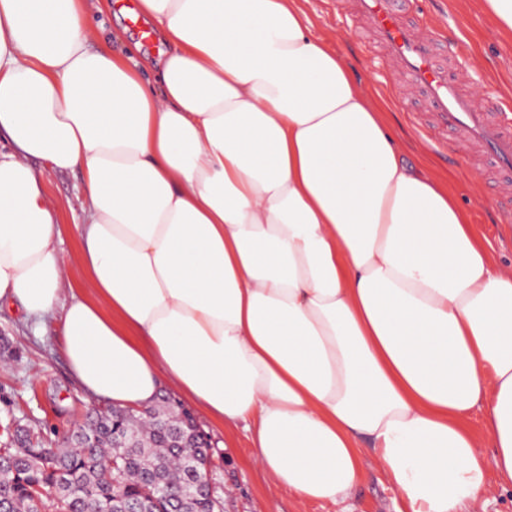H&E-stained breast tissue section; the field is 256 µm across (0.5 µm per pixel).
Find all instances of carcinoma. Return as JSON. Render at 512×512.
I'll return each instance as SVG.
<instances>
[{
  "instance_id": "carcinoma-1",
  "label": "carcinoma",
  "mask_w": 512,
  "mask_h": 512,
  "mask_svg": "<svg viewBox=\"0 0 512 512\" xmlns=\"http://www.w3.org/2000/svg\"><path fill=\"white\" fill-rule=\"evenodd\" d=\"M180 409L163 400L143 420L119 408L92 409L84 432L93 448L78 447L66 434L56 442L36 436L26 448L17 447L10 425L0 429V512H98L109 498V512L149 498L153 484H172L179 493L172 503L150 505L153 512H224V499L200 494L194 457L200 452L196 426L179 419ZM122 426L128 448L120 459L124 483L107 489L100 468L112 460V424Z\"/></svg>"
}]
</instances>
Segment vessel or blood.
Masks as SVG:
<instances>
[{
  "label": "vessel or blood",
  "mask_w": 512,
  "mask_h": 512,
  "mask_svg": "<svg viewBox=\"0 0 512 512\" xmlns=\"http://www.w3.org/2000/svg\"><path fill=\"white\" fill-rule=\"evenodd\" d=\"M352 13L368 22L387 57L424 96L436 129L481 149L503 177H512V122L478 105L463 73L435 63L436 30L411 18L409 0H352Z\"/></svg>",
  "instance_id": "1"
}]
</instances>
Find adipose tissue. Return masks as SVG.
Returning a JSON list of instances; mask_svg holds the SVG:
<instances>
[{
	"mask_svg": "<svg viewBox=\"0 0 512 512\" xmlns=\"http://www.w3.org/2000/svg\"><path fill=\"white\" fill-rule=\"evenodd\" d=\"M137 7L163 52L91 46L109 0H0V307L55 321L90 394L166 381L242 428L299 499L347 502L370 458L409 512L512 483V271L301 0ZM34 158L83 174L93 300Z\"/></svg>",
	"mask_w": 512,
	"mask_h": 512,
	"instance_id": "ef3b65f1",
	"label": "adipose tissue"
}]
</instances>
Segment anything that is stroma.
<instances>
[{
	"mask_svg": "<svg viewBox=\"0 0 512 512\" xmlns=\"http://www.w3.org/2000/svg\"><path fill=\"white\" fill-rule=\"evenodd\" d=\"M314 33L342 55L354 70L366 96L392 130L407 161L421 165L450 188L472 224L490 243L495 262L512 267V222H502L493 196L499 187L485 172L482 159L456 143L431 136L432 117L424 101L404 82H392V61L379 44L364 35L361 22L349 15L346 0H302ZM413 13L434 20L445 40L461 43L480 100L512 95V37L498 36L483 9V0H412ZM44 193L58 209L60 249L66 257L65 285L91 299L80 258L77 230L83 221L81 171H52L33 160ZM0 336L12 342L17 356L0 369V422L16 417L44 436L66 431L82 421L96 397L72 377L54 325L43 337L33 336L19 313L0 311ZM198 425L209 436L220 465L213 479L224 495V512H340L338 504L303 501L275 488L256 462L251 443L239 428L224 426L205 409L187 402ZM352 512H407L401 492L387 482L374 462H367L348 501Z\"/></svg>",
	"mask_w": 512,
	"mask_h": 512,
	"instance_id": "1",
	"label": "stroma"
}]
</instances>
